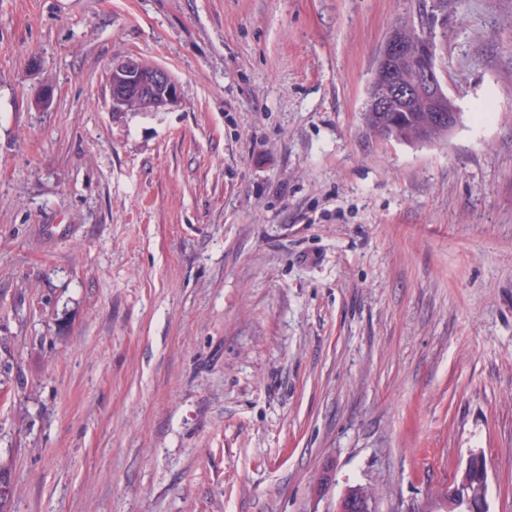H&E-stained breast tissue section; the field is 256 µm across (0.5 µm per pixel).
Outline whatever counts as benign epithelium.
I'll return each instance as SVG.
<instances>
[{"mask_svg": "<svg viewBox=\"0 0 512 512\" xmlns=\"http://www.w3.org/2000/svg\"><path fill=\"white\" fill-rule=\"evenodd\" d=\"M414 49H409L399 29L392 30L377 56L376 71L383 76L373 100L379 111L389 109L393 100L408 105L425 103L424 111L433 113V121L448 126L453 132L461 122L458 108H448L450 101L436 62L432 39L418 30ZM112 109L124 111H159L178 103L180 89L170 73L159 66L148 65L132 55L112 66L109 75ZM481 454L473 453L461 472L456 486L448 493V512H488L487 484L471 486L473 461ZM336 512H374L367 488L354 486L339 499Z\"/></svg>", "mask_w": 512, "mask_h": 512, "instance_id": "7a95c632", "label": "benign epithelium"}]
</instances>
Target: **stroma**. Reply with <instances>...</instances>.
<instances>
[{
    "label": "stroma",
    "instance_id": "obj_1",
    "mask_svg": "<svg viewBox=\"0 0 512 512\" xmlns=\"http://www.w3.org/2000/svg\"><path fill=\"white\" fill-rule=\"evenodd\" d=\"M420 3L0 0V512H446L474 451L512 512V0L438 8L410 146ZM132 54L176 106L113 112ZM419 38L413 50L402 38L398 28L389 33L377 56L376 71L384 80L378 87L377 98L373 100L380 112H370L365 102L363 121L370 132L379 130L386 118L390 122L388 131L381 130L387 140L399 143H412L427 134L428 144L446 139L461 122V112L455 106L448 109L452 101L442 82L436 62L435 46L432 39L418 26ZM411 71L404 81L403 75ZM393 100H401L412 106L414 102L425 103L424 112L411 108L410 112H385ZM435 124L448 126V135ZM373 498L367 488L354 486L348 489L339 499L336 512H374Z\"/></svg>",
    "mask_w": 512,
    "mask_h": 512
}]
</instances>
